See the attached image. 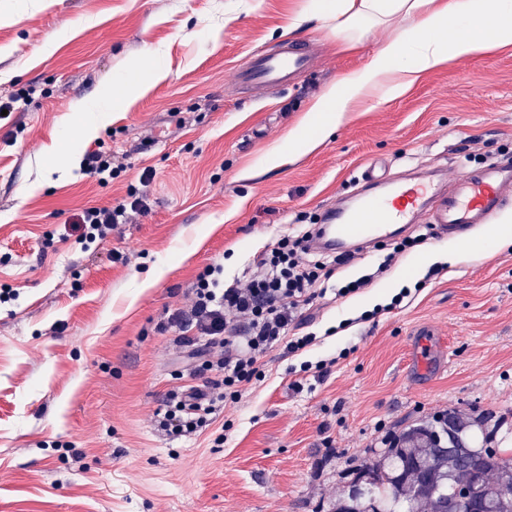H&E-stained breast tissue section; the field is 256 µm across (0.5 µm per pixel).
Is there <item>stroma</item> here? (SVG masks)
<instances>
[{
    "mask_svg": "<svg viewBox=\"0 0 512 512\" xmlns=\"http://www.w3.org/2000/svg\"><path fill=\"white\" fill-rule=\"evenodd\" d=\"M305 3L0 0V97L19 96L0 116V290L15 294L0 303V512H333L383 436L451 409L491 415L512 446V245L460 249L435 275L419 249L400 255L368 288L320 302L292 329L314 342L294 357L269 350L262 378L205 427L159 425L170 394L204 382L157 325L206 266L246 282L296 215L353 193L374 160L397 173L512 156L511 47L429 72L404 97L348 113L313 152L258 171L323 87L395 34L382 25L345 45L312 21L293 35L315 55L298 87L229 93ZM158 65L165 79L79 146L112 154L118 177L56 169L49 152L75 130V105ZM146 169L145 211L79 243L77 214L121 201ZM158 266L165 275L140 290ZM395 279L411 290L401 307L360 322Z\"/></svg>",
    "mask_w": 512,
    "mask_h": 512,
    "instance_id": "obj_1",
    "label": "stroma"
}]
</instances>
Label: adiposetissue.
Here are the masks:
<instances>
[{"label": "adipose tissue", "instance_id": "obj_1", "mask_svg": "<svg viewBox=\"0 0 512 512\" xmlns=\"http://www.w3.org/2000/svg\"><path fill=\"white\" fill-rule=\"evenodd\" d=\"M331 23L337 38L359 40L376 24L391 19L403 28L379 47L369 62L329 84L309 108V131L291 130L259 160L274 169L288 159L316 148L326 135L362 104L399 98L421 76L460 56H478L512 46V0H308L288 24V33L310 20ZM138 80L119 81L117 89H105L101 99L81 105L78 134L67 137L60 162L75 158L79 140L93 137L117 106L118 91L134 94Z\"/></svg>", "mask_w": 512, "mask_h": 512}]
</instances>
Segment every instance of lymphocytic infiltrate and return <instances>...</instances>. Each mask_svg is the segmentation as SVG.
I'll return each instance as SVG.
<instances>
[{
    "instance_id": "1",
    "label": "lymphocytic infiltrate",
    "mask_w": 512,
    "mask_h": 512,
    "mask_svg": "<svg viewBox=\"0 0 512 512\" xmlns=\"http://www.w3.org/2000/svg\"><path fill=\"white\" fill-rule=\"evenodd\" d=\"M151 178V172H143L139 187L129 189L127 199L116 205L85 209L78 222L82 240L107 238L132 214L145 210ZM315 230L311 223L278 239L245 285H224L219 268L212 266L196 276L188 307L168 316L166 324L178 328L182 345L211 377L204 386L190 387L167 401L160 420L163 430L196 432L213 410L215 393L235 402L245 385L261 378L259 359L267 350L280 344L293 355L311 344V337L289 335L288 328L330 292L325 282L339 262L309 248Z\"/></svg>"
}]
</instances>
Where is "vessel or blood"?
Wrapping results in <instances>:
<instances>
[{
	"label": "vessel or blood",
	"instance_id": "vessel-or-blood-1",
	"mask_svg": "<svg viewBox=\"0 0 512 512\" xmlns=\"http://www.w3.org/2000/svg\"><path fill=\"white\" fill-rule=\"evenodd\" d=\"M310 69L306 43L289 42L253 55L237 69L234 83L247 90L285 91ZM360 180L364 190L354 205L336 203L321 210L312 249L351 254L364 244L394 238L412 224H429L439 236L460 238L512 207L511 157L464 166L445 179L394 176L374 162L362 170Z\"/></svg>",
	"mask_w": 512,
	"mask_h": 512
}]
</instances>
